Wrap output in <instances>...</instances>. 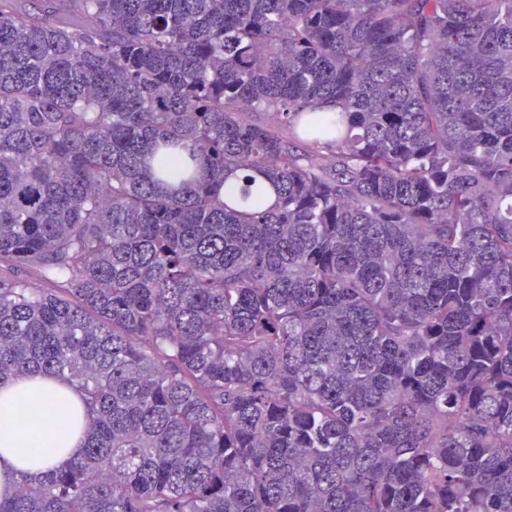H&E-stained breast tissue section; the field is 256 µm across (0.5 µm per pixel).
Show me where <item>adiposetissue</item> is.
I'll return each mask as SVG.
<instances>
[{
  "mask_svg": "<svg viewBox=\"0 0 512 512\" xmlns=\"http://www.w3.org/2000/svg\"><path fill=\"white\" fill-rule=\"evenodd\" d=\"M78 390L53 376L21 375L0 383V499L13 495L22 477L41 478L52 467L78 456L83 437L71 433L66 421ZM44 442L47 451L38 465L21 455L30 443Z\"/></svg>",
  "mask_w": 512,
  "mask_h": 512,
  "instance_id": "1",
  "label": "adipose tissue"
}]
</instances>
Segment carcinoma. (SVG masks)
I'll return each instance as SVG.
<instances>
[{"label":"carcinoma","instance_id":"obj_1","mask_svg":"<svg viewBox=\"0 0 512 512\" xmlns=\"http://www.w3.org/2000/svg\"><path fill=\"white\" fill-rule=\"evenodd\" d=\"M25 372L0 512H512V0H0ZM73 404H80L78 390L53 376L25 374L0 385V499L15 493L22 474L41 478L81 453L82 433L72 434L65 417ZM48 423L56 426L51 429ZM33 441L52 448L35 467L21 461L23 450ZM57 442L64 443L63 451L55 450Z\"/></svg>","mask_w":512,"mask_h":512}]
</instances>
